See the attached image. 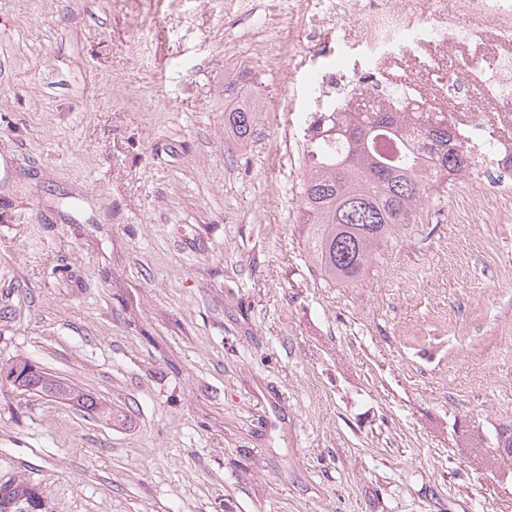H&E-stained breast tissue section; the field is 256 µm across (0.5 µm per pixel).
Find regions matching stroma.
Segmentation results:
<instances>
[{"label": "stroma", "mask_w": 512, "mask_h": 512, "mask_svg": "<svg viewBox=\"0 0 512 512\" xmlns=\"http://www.w3.org/2000/svg\"><path fill=\"white\" fill-rule=\"evenodd\" d=\"M330 0H0V477L48 512H512V196L442 185L363 282L316 275ZM259 107L254 138L224 113ZM17 372H19L18 375H16ZM18 382L19 384H17ZM0 384L12 385L25 391H38L49 397L67 398L99 416L110 417L112 415L110 408L101 405L93 397L51 378L26 358H17L12 363L1 364Z\"/></svg>", "instance_id": "obj_1"}]
</instances>
